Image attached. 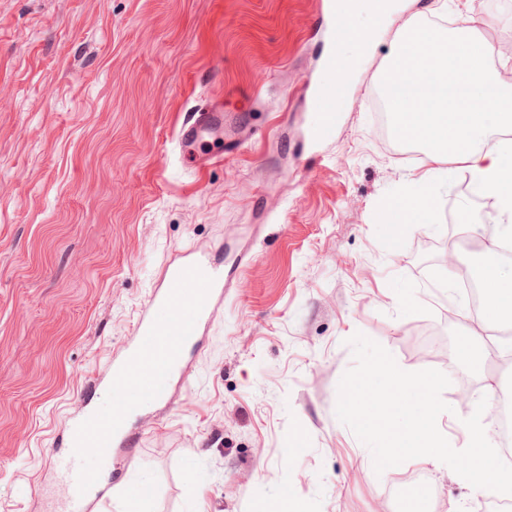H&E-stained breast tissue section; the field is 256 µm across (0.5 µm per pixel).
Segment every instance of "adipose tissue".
Wrapping results in <instances>:
<instances>
[{
  "label": "adipose tissue",
  "instance_id": "obj_1",
  "mask_svg": "<svg viewBox=\"0 0 512 512\" xmlns=\"http://www.w3.org/2000/svg\"><path fill=\"white\" fill-rule=\"evenodd\" d=\"M482 17L457 12L452 30L424 28L406 21L388 65L386 101L402 139L430 147L432 163L452 162L469 177L473 198L492 200L497 231L488 233L484 255L512 237V84L476 34ZM443 45L441 58L432 49ZM486 311L512 319V270L489 268L483 275Z\"/></svg>",
  "mask_w": 512,
  "mask_h": 512
}]
</instances>
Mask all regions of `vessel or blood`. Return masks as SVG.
I'll list each match as a JSON object with an SVG mask.
<instances>
[{"mask_svg": "<svg viewBox=\"0 0 512 512\" xmlns=\"http://www.w3.org/2000/svg\"><path fill=\"white\" fill-rule=\"evenodd\" d=\"M351 0H330L328 40L332 46L326 75L311 90L309 109L314 114L311 134L326 138L336 124L350 95L347 65L339 53L347 35ZM224 127L218 105L195 112L179 132L182 147L196 144L203 135ZM221 285L219 271L208 258L197 256L175 264L165 288L151 294L140 313L134 338L112 361V386L124 389V397L111 411L86 413L71 428L70 451L56 464V473L67 489L66 512H86L97 479L111 468L118 449L136 447L138 437L132 421L142 411L144 400L168 402L175 381L181 377L186 354L211 319V305ZM94 444L93 458H86L87 444Z\"/></svg>", "mask_w": 512, "mask_h": 512, "instance_id": "b4317fda", "label": "vessel or blood"}]
</instances>
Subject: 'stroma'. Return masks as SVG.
Here are the masks:
<instances>
[{
    "label": "stroma",
    "mask_w": 512,
    "mask_h": 512,
    "mask_svg": "<svg viewBox=\"0 0 512 512\" xmlns=\"http://www.w3.org/2000/svg\"><path fill=\"white\" fill-rule=\"evenodd\" d=\"M435 24L471 9L486 45L512 41V0H401ZM327 0H0V512H63L50 466L172 262L206 254L222 298L168 407L146 406L89 512H494L499 497L447 465L411 460L376 473L336 417L338 384L363 333L406 371L451 384L442 429L464 440L483 397L512 378V347L468 363L483 328L448 269L478 247L490 202L474 204L448 167L434 212L400 213L423 150L376 118L397 27L360 24L333 135L309 134V83L328 51ZM218 102L223 140L178 146L193 111ZM223 163L196 170V153ZM404 222L395 233L394 220Z\"/></svg>",
    "instance_id": "obj_1"
}]
</instances>
